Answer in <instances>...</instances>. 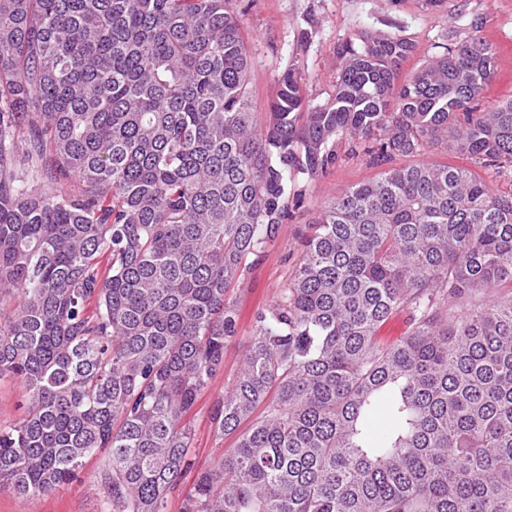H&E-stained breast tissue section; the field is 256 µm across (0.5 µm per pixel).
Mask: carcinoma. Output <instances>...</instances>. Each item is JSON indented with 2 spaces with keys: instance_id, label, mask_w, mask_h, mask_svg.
Listing matches in <instances>:
<instances>
[{
  "instance_id": "1",
  "label": "carcinoma",
  "mask_w": 512,
  "mask_h": 512,
  "mask_svg": "<svg viewBox=\"0 0 512 512\" xmlns=\"http://www.w3.org/2000/svg\"><path fill=\"white\" fill-rule=\"evenodd\" d=\"M480 28L403 80L413 41L368 32L315 106L293 64L262 125L230 0H0V378L26 392L0 482L45 493L101 452L103 512H168L238 334L231 291L300 202L294 175L347 136L381 171L254 314L209 411L232 448L181 512H512V192L391 165L440 145L512 169V99L478 108ZM404 308L408 335L380 343Z\"/></svg>"
}]
</instances>
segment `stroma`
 Wrapping results in <instances>:
<instances>
[{
	"label": "stroma",
	"mask_w": 512,
	"mask_h": 512,
	"mask_svg": "<svg viewBox=\"0 0 512 512\" xmlns=\"http://www.w3.org/2000/svg\"><path fill=\"white\" fill-rule=\"evenodd\" d=\"M247 35L251 55L250 95L258 120H265L276 76L299 63V76L311 104L323 103L336 82L337 51L358 43L362 32L384 31L410 38L416 50L402 66L411 75L437 55L439 36L467 28L482 19L483 37L497 49V76L480 104L490 109L512 98V0H442L436 7L425 0H231ZM349 141L337 147L342 161L316 177L298 176L296 189L304 199L294 209L278 237L233 292L239 313L238 335L224 351V369L200 397L194 409L195 438L191 454L199 469L212 464L232 446L210 424L209 407L233 382L253 332V315L270 305L290 280L300 257L298 232L348 186L375 174L365 158H347ZM99 459H91L76 479L39 495L21 496L0 484V512H100L104 490Z\"/></svg>",
	"instance_id": "obj_1"
}]
</instances>
